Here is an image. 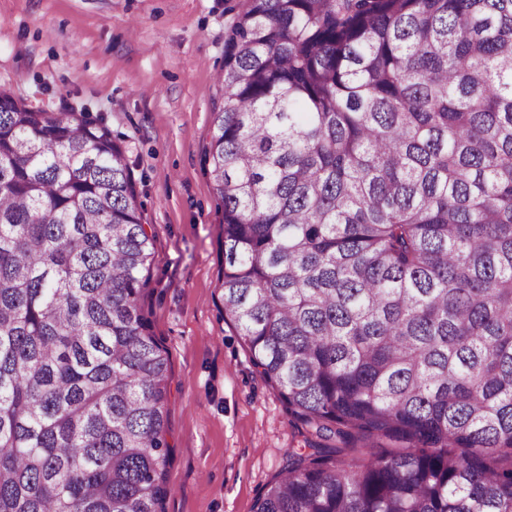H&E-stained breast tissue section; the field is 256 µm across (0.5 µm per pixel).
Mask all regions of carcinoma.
<instances>
[{"mask_svg":"<svg viewBox=\"0 0 512 512\" xmlns=\"http://www.w3.org/2000/svg\"><path fill=\"white\" fill-rule=\"evenodd\" d=\"M218 83L224 318L317 437L254 512H512V0H245ZM139 208L103 120L0 90V512H162Z\"/></svg>","mask_w":512,"mask_h":512,"instance_id":"1","label":"carcinoma"}]
</instances>
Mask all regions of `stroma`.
<instances>
[{"label": "stroma", "mask_w": 512, "mask_h": 512, "mask_svg": "<svg viewBox=\"0 0 512 512\" xmlns=\"http://www.w3.org/2000/svg\"><path fill=\"white\" fill-rule=\"evenodd\" d=\"M241 0H0V88L101 116L126 146L155 257L142 305L169 359L164 512H253L311 434L224 320V226L204 163Z\"/></svg>", "instance_id": "35a3bbf8"}]
</instances>
